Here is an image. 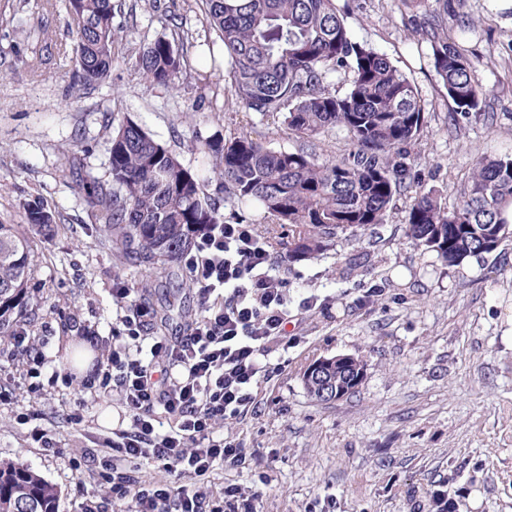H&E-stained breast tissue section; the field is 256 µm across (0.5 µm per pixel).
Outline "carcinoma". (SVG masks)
<instances>
[{
	"label": "carcinoma",
	"instance_id": "1",
	"mask_svg": "<svg viewBox=\"0 0 512 512\" xmlns=\"http://www.w3.org/2000/svg\"><path fill=\"white\" fill-rule=\"evenodd\" d=\"M206 26L223 45L211 70L198 75L218 97L212 79L222 61L236 104L263 116L281 115L290 133L315 140L340 128L346 153L321 158L303 149L274 150L241 133L199 139L216 191L242 206L259 207L276 238L288 227V262L317 258L347 232L386 220L394 196L413 192L407 233L416 246L451 266L491 254L512 236V152L475 159L455 207L424 189L408 163L427 118L417 87L375 49L353 38L336 0H203ZM75 36L72 88L99 85L112 74L116 0H63ZM418 27L430 41L433 67L454 105L448 126L484 111L488 90L467 42L471 24L443 0V14H423ZM184 53L165 37L143 43L134 69L153 87L177 88ZM343 77L335 86L332 75ZM107 178L80 180L79 189L112 250L150 278L170 273L196 240L224 214L208 199L206 181L139 124L110 112ZM81 159H59L64 178L78 176ZM26 229L0 220V338L22 326L32 307L30 238L49 237L55 216L40 201L23 205ZM0 512H58V490L30 468L0 462Z\"/></svg>",
	"mask_w": 512,
	"mask_h": 512
}]
</instances>
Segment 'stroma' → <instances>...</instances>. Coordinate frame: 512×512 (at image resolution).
Listing matches in <instances>:
<instances>
[{"label": "stroma", "instance_id": "obj_1", "mask_svg": "<svg viewBox=\"0 0 512 512\" xmlns=\"http://www.w3.org/2000/svg\"><path fill=\"white\" fill-rule=\"evenodd\" d=\"M472 24L469 46L483 65L479 77L491 94L494 124L469 118L449 131L451 106L437 77L428 41L401 0H350L344 22L353 37L385 54L418 88L427 126L412 157L424 188L456 204L474 160L512 151V0H456ZM114 23L137 32L116 42L111 78L71 90L67 19L43 14L23 0H0V219L22 223L25 202L41 200L56 214L49 239L34 238L30 295L42 302L27 325L39 338L46 391L32 397L9 340L0 341V460L39 473L59 490V512H82L99 499L94 464L76 467L81 449H100L124 412L117 396L82 398L79 382L52 380L71 370V355L85 331L111 340L118 307L115 282L146 284L152 308L168 319L159 333L183 336L201 307L190 274L142 282L101 236L81 202L77 183L62 179L58 157L80 156L82 174L105 176V115L122 112L167 146L189 170L207 162L196 138L245 132L269 148L312 146L341 155L345 133L332 129L313 143L288 134L280 119L244 112L232 88L209 107L197 81L208 69L209 32L200 0H125ZM48 26L57 51L30 72L28 31ZM189 32L188 68L178 89L144 84L132 66L137 41ZM203 99L199 111L187 99ZM411 198L397 196L385 223L338 238L319 257L289 263L273 248L287 279L289 335L296 344L272 353L276 372L257 389L253 409L218 425L217 437L239 442L245 467L215 465L204 479L214 496L225 485L258 490L259 512H437L434 491H444L451 512H512V237L493 253L448 266L407 237ZM316 294L321 309L298 303ZM352 355L365 363L355 393L332 402L312 398L306 367L321 358ZM84 399V420L69 413ZM28 414L20 424L19 414ZM39 427L55 448L29 438Z\"/></svg>", "mask_w": 512, "mask_h": 512}]
</instances>
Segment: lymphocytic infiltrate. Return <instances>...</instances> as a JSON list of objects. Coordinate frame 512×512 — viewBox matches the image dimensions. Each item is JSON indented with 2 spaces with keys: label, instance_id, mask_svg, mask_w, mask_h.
<instances>
[{
  "label": "lymphocytic infiltrate",
  "instance_id": "lymphocytic-infiltrate-1",
  "mask_svg": "<svg viewBox=\"0 0 512 512\" xmlns=\"http://www.w3.org/2000/svg\"><path fill=\"white\" fill-rule=\"evenodd\" d=\"M183 262L204 311L188 335H149L153 311L124 284L112 290L122 311L114 342L81 386L116 395L130 424L104 441L102 496L84 512H258L256 494L235 485L218 502L202 484L176 491L130 473L142 460L197 478L218 462L246 464L245 449L214 428L248 414L255 388L272 374L271 354L289 343L288 282L253 225H215Z\"/></svg>",
  "mask_w": 512,
  "mask_h": 512
}]
</instances>
